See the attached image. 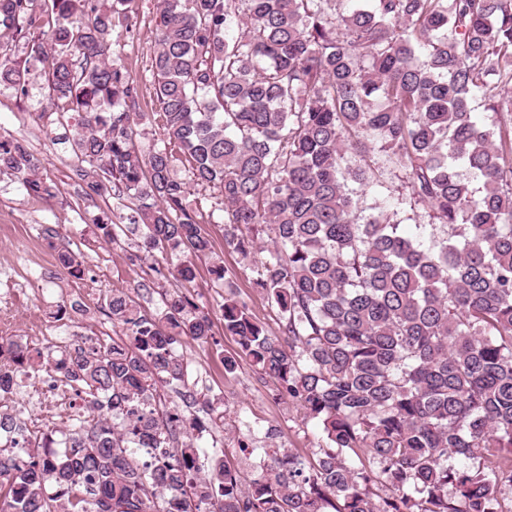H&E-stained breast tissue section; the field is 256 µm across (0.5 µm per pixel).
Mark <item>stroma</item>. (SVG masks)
<instances>
[{"label":"stroma","instance_id":"stroma-1","mask_svg":"<svg viewBox=\"0 0 512 512\" xmlns=\"http://www.w3.org/2000/svg\"><path fill=\"white\" fill-rule=\"evenodd\" d=\"M158 0H132L131 29L122 33L114 47V57L143 87L142 109L155 112L152 58L155 50ZM51 92L40 67H33L29 95L22 98L14 89L0 86V137L20 142L44 163L42 174L54 192L53 197L31 196L13 175L0 173V266L12 268L23 289L14 305L11 335L22 337L31 348L45 349L54 336L115 337L117 330L99 308L108 291L123 288L132 294L145 314L161 305L158 294L141 291L149 282L152 259L144 255L138 236H126V251L101 244L97 229L82 223L81 215L99 214L102 198L86 199L85 185L76 172L74 158L54 145L56 126L43 127L28 121L30 111L49 104ZM207 231L214 251L224 259V280L213 282L206 264H197L192 290L200 293L199 304L211 322L208 343L184 341L178 353L188 366L199 367L205 376L203 390L225 397L222 429L199 439V446L218 440L224 444L226 461L244 472H252L254 461L240 445L264 440L268 429H275L276 445L312 458L323 446L313 423L303 418L301 409L281 399L270 377L262 374L249 358L240 354L234 337L224 332L221 306L227 295L247 304L252 316L271 333H278L279 314L266 295L256 288L258 264L229 247L224 239L226 226L213 218ZM69 245L80 253L85 270L80 277L62 274L57 258L47 257L48 246ZM138 254L130 262L129 254ZM80 301L82 311H69L57 319L61 301ZM234 358L233 371L224 368L225 358ZM8 405L16 410L29 429L50 432L63 428L65 417L53 407L41 388L40 378L20 379L10 394Z\"/></svg>","mask_w":512,"mask_h":512}]
</instances>
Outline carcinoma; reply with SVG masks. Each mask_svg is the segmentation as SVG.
I'll list each match as a JSON object with an SVG mask.
<instances>
[{
  "label": "carcinoma",
  "instance_id": "carcinoma-1",
  "mask_svg": "<svg viewBox=\"0 0 512 512\" xmlns=\"http://www.w3.org/2000/svg\"><path fill=\"white\" fill-rule=\"evenodd\" d=\"M131 2L0 0V85L27 94L9 54L24 42L58 123L76 119L55 144L92 193L131 201L99 237L141 230L152 283L173 288L151 316L120 288L103 297L122 341L11 340L0 390L52 371L88 417L55 438L0 405V512H512V125L472 107L512 112V0H159L151 114L113 59ZM146 122L165 138L144 152ZM389 164L430 225L406 235L362 205ZM40 170L0 142V173L50 197ZM194 186L219 192L228 245L262 250L257 286L280 314L272 336L228 296L224 331L325 441L312 460L243 447L291 458L247 484L199 466L160 392L184 377L178 346L210 332L181 288L199 261L224 278ZM60 265L83 273L72 250ZM202 409L224 426L223 398Z\"/></svg>",
  "mask_w": 512,
  "mask_h": 512
}]
</instances>
